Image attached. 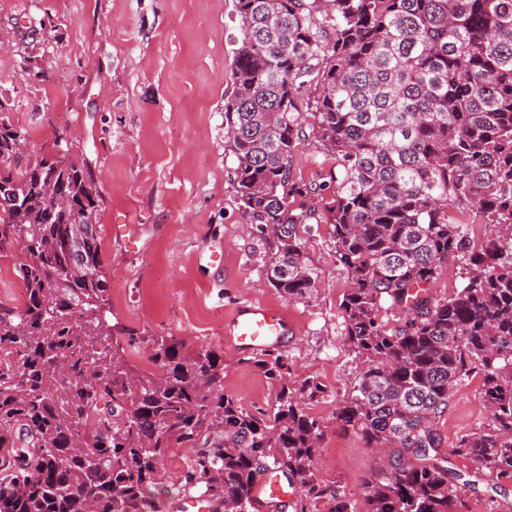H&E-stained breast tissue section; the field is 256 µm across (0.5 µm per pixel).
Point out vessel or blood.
Segmentation results:
<instances>
[{
    "mask_svg": "<svg viewBox=\"0 0 512 512\" xmlns=\"http://www.w3.org/2000/svg\"><path fill=\"white\" fill-rule=\"evenodd\" d=\"M288 329V318L279 310L264 305H245L232 317L230 334L236 346L263 352L279 342Z\"/></svg>",
    "mask_w": 512,
    "mask_h": 512,
    "instance_id": "b4317fda",
    "label": "vessel or blood"
}]
</instances>
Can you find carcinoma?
Returning a JSON list of instances; mask_svg holds the SVG:
<instances>
[{"label":"carcinoma","instance_id":"cac0c4a2","mask_svg":"<svg viewBox=\"0 0 512 512\" xmlns=\"http://www.w3.org/2000/svg\"><path fill=\"white\" fill-rule=\"evenodd\" d=\"M233 4L225 147L239 207L274 237L267 279L308 294L317 273L298 226H331L350 276L347 336L365 364L336 419L387 459L368 512H453L459 474L435 422L476 368L492 428L456 452L512 479V0ZM305 113L336 160L328 183L291 177ZM27 140L0 117V180L19 199L0 208V249H19L27 289L22 305H0V512H159L153 491L175 448L196 449L184 481L212 512H261L257 483L270 469L300 484L293 512L320 499L351 512L346 493L313 481L323 430L298 395L323 388L288 386L282 355L254 361L278 388L273 412L257 416L224 392L214 349L189 353L162 336L155 374L131 366L118 341L97 347L134 340L107 319L104 200L61 137L24 161ZM60 193L72 206H55ZM79 224L91 225L80 242ZM483 224L496 234L479 244ZM455 261L464 286L433 297Z\"/></svg>","mask_w":512,"mask_h":512}]
</instances>
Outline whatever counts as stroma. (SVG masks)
Listing matches in <instances>:
<instances>
[{
	"label": "stroma",
	"mask_w": 512,
	"mask_h": 512,
	"mask_svg": "<svg viewBox=\"0 0 512 512\" xmlns=\"http://www.w3.org/2000/svg\"><path fill=\"white\" fill-rule=\"evenodd\" d=\"M240 34L233 0H0V114L29 130V154L70 131L72 154L86 160L104 199L100 213L110 323L134 331L128 362L156 371L153 340L181 339L188 351L224 355V390L243 408L271 412L276 389L229 335L242 303L287 314L277 345L293 388L323 391L305 402L322 425L314 480L346 492L366 512L367 485L380 463L336 410L364 369L346 339L341 308L349 286L331 227L299 228L317 273L305 297L272 288V234L250 229L231 186L236 161L225 153L224 96L231 48ZM336 168L315 139L292 163L296 180L322 183ZM115 224L127 226L113 235ZM481 370L455 387L437 430L449 468L466 484L454 512H507L512 480L478 469L456 449L464 435L488 430ZM191 449L165 461L160 512H183L191 491L183 475Z\"/></svg>",
	"instance_id": "stroma-1"
}]
</instances>
